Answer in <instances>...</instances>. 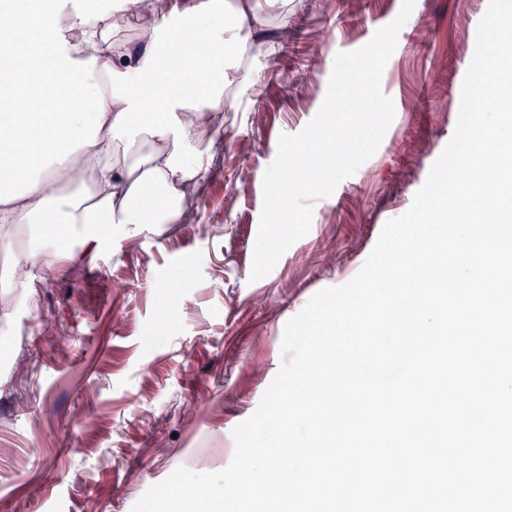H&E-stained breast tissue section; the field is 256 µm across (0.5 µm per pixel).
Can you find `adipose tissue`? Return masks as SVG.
<instances>
[{
  "label": "adipose tissue",
  "mask_w": 512,
  "mask_h": 512,
  "mask_svg": "<svg viewBox=\"0 0 512 512\" xmlns=\"http://www.w3.org/2000/svg\"><path fill=\"white\" fill-rule=\"evenodd\" d=\"M217 0H0V248L82 230L105 244L174 224L224 136V92L246 47ZM136 26L137 42L123 34Z\"/></svg>",
  "instance_id": "ef3b65f1"
}]
</instances>
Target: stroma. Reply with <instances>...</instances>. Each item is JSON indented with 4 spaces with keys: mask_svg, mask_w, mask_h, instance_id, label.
<instances>
[{
    "mask_svg": "<svg viewBox=\"0 0 512 512\" xmlns=\"http://www.w3.org/2000/svg\"><path fill=\"white\" fill-rule=\"evenodd\" d=\"M489 0H416L382 77L394 119L309 232L250 281L263 177L300 132L338 53L367 45L402 0H288L239 35L258 45L224 111V139L189 213L135 240L65 238L22 283L28 231L0 251V512H132L184 467L230 463L232 432L282 362L287 322L362 269L451 140Z\"/></svg>",
    "mask_w": 512,
    "mask_h": 512,
    "instance_id": "obj_1",
    "label": "stroma"
}]
</instances>
